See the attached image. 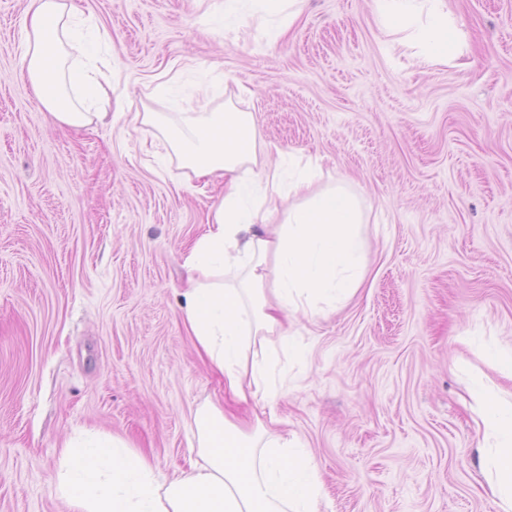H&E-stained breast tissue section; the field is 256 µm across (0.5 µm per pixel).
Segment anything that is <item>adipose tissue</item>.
Returning <instances> with one entry per match:
<instances>
[{
    "label": "adipose tissue",
    "mask_w": 512,
    "mask_h": 512,
    "mask_svg": "<svg viewBox=\"0 0 512 512\" xmlns=\"http://www.w3.org/2000/svg\"><path fill=\"white\" fill-rule=\"evenodd\" d=\"M377 2L388 21L410 30L424 61H447L452 27L443 0ZM92 26L72 0H31L24 26L22 69L50 115L73 128L105 120L111 105V77L88 60ZM178 81L174 74L152 86L176 117L136 118L154 129L166 160L224 181L186 258L195 273L181 293L186 325L223 379L225 399L269 401L271 362L302 352L284 328L288 311L317 315L360 285L364 213L343 184L317 188L318 161L270 164L252 113L175 99ZM471 397L477 421L498 440L488 469L496 512H512V404L479 386ZM192 435L197 460L171 481L159 480L150 460L121 438L89 432L70 439L54 491L71 512H321L317 467L296 440L262 424L240 425L212 402L196 409Z\"/></svg>",
    "instance_id": "obj_1"
}]
</instances>
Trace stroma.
Returning a JSON list of instances; mask_svg holds the SVG:
<instances>
[{
  "mask_svg": "<svg viewBox=\"0 0 512 512\" xmlns=\"http://www.w3.org/2000/svg\"><path fill=\"white\" fill-rule=\"evenodd\" d=\"M106 35L113 95L169 111L180 95L253 113L264 139L344 178L367 222L363 280L288 328L274 404L247 423L315 459L322 512H496V439L469 390L512 402V0H447L456 47L425 64L376 0H304L280 19L241 0H75ZM29 0H0V512H69L48 484L64 439L95 430L187 470L190 414L223 384L180 308L185 258L219 191L159 166L131 115L56 124L21 73Z\"/></svg>",
  "mask_w": 512,
  "mask_h": 512,
  "instance_id": "stroma-1",
  "label": "stroma"
}]
</instances>
